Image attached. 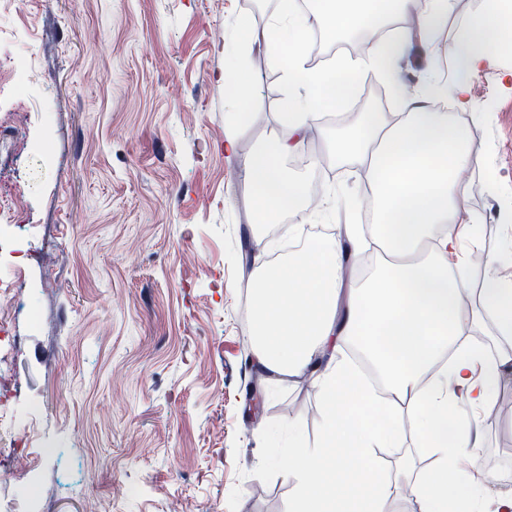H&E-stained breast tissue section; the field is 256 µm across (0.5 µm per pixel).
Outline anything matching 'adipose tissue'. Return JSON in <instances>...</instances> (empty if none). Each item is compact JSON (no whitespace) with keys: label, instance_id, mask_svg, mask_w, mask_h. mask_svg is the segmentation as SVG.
Instances as JSON below:
<instances>
[{"label":"adipose tissue","instance_id":"ef3b65f1","mask_svg":"<svg viewBox=\"0 0 512 512\" xmlns=\"http://www.w3.org/2000/svg\"><path fill=\"white\" fill-rule=\"evenodd\" d=\"M450 0H317L322 35L333 39L379 26L391 17L417 14L416 30L403 29L386 47L372 45L356 58L337 57L320 71L307 64L312 32L291 0H282L262 29L241 20L253 43L292 50L283 67L291 94L280 115L287 136L268 137L263 147L240 155L239 141L261 119L248 105L252 86L241 62L224 70L238 85V105L224 134V151L238 160L251 190L257 223L305 206L306 182L289 177L283 160L305 144L322 109L349 98L363 71L390 68L414 46L432 49L446 24ZM506 0H483L465 18L449 52L454 86L430 81L410 94L400 81L392 90L400 109L363 112L323 132L324 148L337 166L361 172L372 195V222L352 224L319 239L283 264L257 263L251 304L254 358L273 379L315 373L321 395L322 438L309 447L289 431L284 453L294 475L289 512H385L391 482L381 474L379 454L400 447L413 431L429 468L400 474L420 512H512V499H492L477 465L478 416L501 383L500 364L460 343L463 325L492 321L512 338V279L486 259L485 288L467 302L468 255L462 240L475 237V222H460L466 188L460 173L478 164L458 112H473L468 79L494 64L512 46L504 23ZM453 97L456 112L436 111ZM429 254H421L426 238ZM374 239L378 270L350 286L347 253ZM371 407L370 422L356 423L349 394ZM371 497H364V489Z\"/></svg>","mask_w":512,"mask_h":512}]
</instances>
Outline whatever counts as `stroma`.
Masks as SVG:
<instances>
[{"mask_svg":"<svg viewBox=\"0 0 512 512\" xmlns=\"http://www.w3.org/2000/svg\"><path fill=\"white\" fill-rule=\"evenodd\" d=\"M279 0H19L0 14V58L34 64L37 79L0 123V199L20 194L18 234L55 250L30 267L16 296L22 345L5 374L19 391L0 448L30 452L37 484L0 472L13 512L46 494L50 512H288L294 481L270 460L296 428L321 436V397L301 380L258 381L249 424L254 337L243 239L270 259L289 229L310 243L371 219L360 173L285 158L310 185L309 205L255 226L238 162L224 155L237 88L225 50L242 55L263 120L241 153L283 133L278 120L288 48L243 46L239 22L263 27ZM482 0H452L436 52L397 68L416 92L430 67L453 79L448 51ZM502 64L469 79L475 113H459L477 166L463 171L473 250L512 246V83ZM326 220H318L317 210ZM480 420L478 465L491 491L512 495V363Z\"/></svg>","mask_w":512,"mask_h":512,"instance_id":"stroma-1","label":"stroma"}]
</instances>
